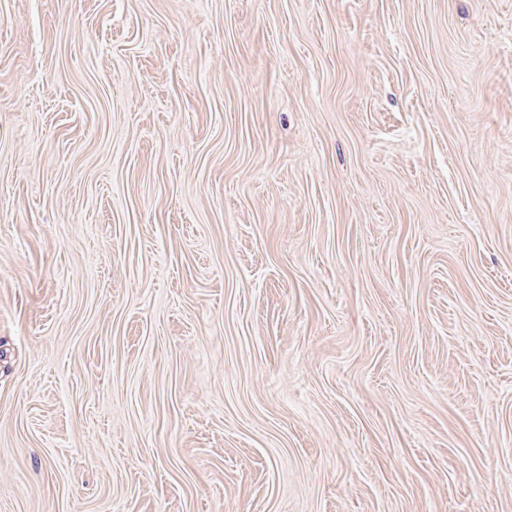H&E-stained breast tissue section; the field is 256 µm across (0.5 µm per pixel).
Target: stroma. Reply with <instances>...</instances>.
Instances as JSON below:
<instances>
[{
  "label": "stroma",
  "instance_id": "stroma-1",
  "mask_svg": "<svg viewBox=\"0 0 512 512\" xmlns=\"http://www.w3.org/2000/svg\"><path fill=\"white\" fill-rule=\"evenodd\" d=\"M0 512H512V0H0Z\"/></svg>",
  "mask_w": 512,
  "mask_h": 512
}]
</instances>
